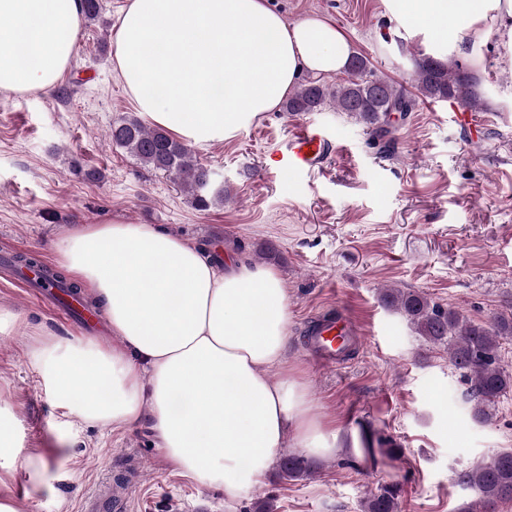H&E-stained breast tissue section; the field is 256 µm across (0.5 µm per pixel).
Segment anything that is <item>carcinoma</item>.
Listing matches in <instances>:
<instances>
[{"label":"carcinoma","instance_id":"1","mask_svg":"<svg viewBox=\"0 0 512 512\" xmlns=\"http://www.w3.org/2000/svg\"><path fill=\"white\" fill-rule=\"evenodd\" d=\"M415 96L402 86L376 75L368 60L351 56L347 77L333 85L309 80L294 87L283 103V111L293 114L317 112L330 106L376 131L384 130L391 112L407 113L416 99L430 102H457L468 109L480 110L483 100L475 91L474 76L454 57L438 58L421 53L414 59ZM112 144L124 149L142 165L163 170L186 191L192 204L209 208L214 199H224V191L210 195L212 172L193 156L188 146L165 129L145 124L136 116H126L112 125ZM383 301L405 316L419 336L434 344H448L451 366L472 384L478 403L474 418H489V409L512 388V374L499 365V341L512 336V315H499L487 323H474L459 311L430 301L427 295L400 288L388 289ZM366 452L393 459L392 444L377 439L366 441ZM285 478L297 479L312 469L309 458L288 453L279 463ZM458 484L478 491L480 505L466 504L462 512H488L502 501H512V451H500L456 474ZM401 488L388 483L365 502V512H397Z\"/></svg>","mask_w":512,"mask_h":512}]
</instances>
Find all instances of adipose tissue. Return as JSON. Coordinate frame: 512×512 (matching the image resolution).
Returning a JSON list of instances; mask_svg holds the SVG:
<instances>
[{"label":"adipose tissue","instance_id":"obj_1","mask_svg":"<svg viewBox=\"0 0 512 512\" xmlns=\"http://www.w3.org/2000/svg\"><path fill=\"white\" fill-rule=\"evenodd\" d=\"M384 4L425 51L478 66L474 50L493 32L512 65V0ZM82 22L80 0H0V90L55 88ZM351 53L335 25L315 14L286 23L266 0H126L113 67L152 123L206 145L276 110L302 71H340ZM57 261L101 301L118 339L36 338L28 364L57 408L103 426L149 419L179 471L232 498L260 482L285 435L309 457L335 454L338 434L313 415L304 382L281 368L288 296L276 270L220 264L180 237L119 219L70 231ZM0 458L33 477L49 468L17 445L3 415Z\"/></svg>","mask_w":512,"mask_h":512}]
</instances>
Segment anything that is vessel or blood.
I'll list each match as a JSON object with an SVG mask.
<instances>
[{"instance_id": "b4317fda", "label": "vessel or blood", "mask_w": 512, "mask_h": 512, "mask_svg": "<svg viewBox=\"0 0 512 512\" xmlns=\"http://www.w3.org/2000/svg\"><path fill=\"white\" fill-rule=\"evenodd\" d=\"M335 145L318 129L305 123L292 125L286 138L270 146L264 154L265 170L292 177L301 172L322 168L334 155ZM351 336L348 327L336 321L320 322L310 331V348L325 365H335ZM123 498L113 492L111 484H103L89 494L84 512H122Z\"/></svg>"}]
</instances>
